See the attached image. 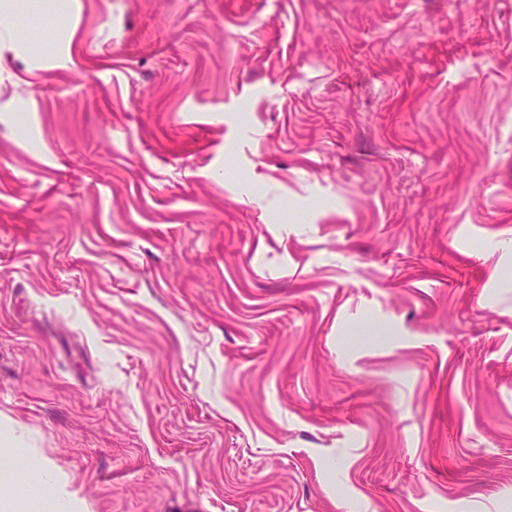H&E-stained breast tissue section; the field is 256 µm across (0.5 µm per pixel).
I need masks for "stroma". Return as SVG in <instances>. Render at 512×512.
<instances>
[{
	"label": "stroma",
	"mask_w": 512,
	"mask_h": 512,
	"mask_svg": "<svg viewBox=\"0 0 512 512\" xmlns=\"http://www.w3.org/2000/svg\"><path fill=\"white\" fill-rule=\"evenodd\" d=\"M17 512H512V0H0Z\"/></svg>",
	"instance_id": "1"
}]
</instances>
